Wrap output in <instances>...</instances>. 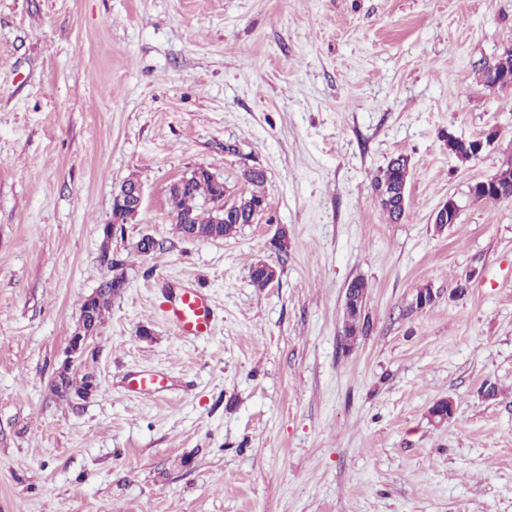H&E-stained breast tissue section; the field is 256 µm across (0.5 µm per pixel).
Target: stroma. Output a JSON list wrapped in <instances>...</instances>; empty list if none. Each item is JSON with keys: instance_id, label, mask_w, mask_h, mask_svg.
<instances>
[{"instance_id": "stroma-1", "label": "stroma", "mask_w": 512, "mask_h": 512, "mask_svg": "<svg viewBox=\"0 0 512 512\" xmlns=\"http://www.w3.org/2000/svg\"><path fill=\"white\" fill-rule=\"evenodd\" d=\"M511 43L512 0H0V512H512V200L469 193L512 158V90L481 80ZM400 155L392 223L374 179ZM198 167L234 197L262 169L264 212L182 239L167 189ZM130 178L143 204L105 266ZM145 234L161 252H136ZM259 261L278 271L261 291ZM114 267L76 408L51 381ZM187 281L215 305L196 340L163 312ZM143 368L170 390L129 394ZM125 282L122 274H113L111 277L107 278L102 284H104L103 288H100L97 291L95 297L90 301V303L86 301L84 302L82 308L89 304L91 311V320L94 323L95 329L98 330L102 325L105 317L106 311H108L112 298L118 295L122 290L115 287V283ZM355 288L357 295L363 300L360 305L356 308L345 309V334L348 338H354L360 329L362 323L363 314V303L365 300L368 285L363 279L353 280L350 284V288H346L345 291V303L351 299L352 289Z\"/></svg>"}]
</instances>
